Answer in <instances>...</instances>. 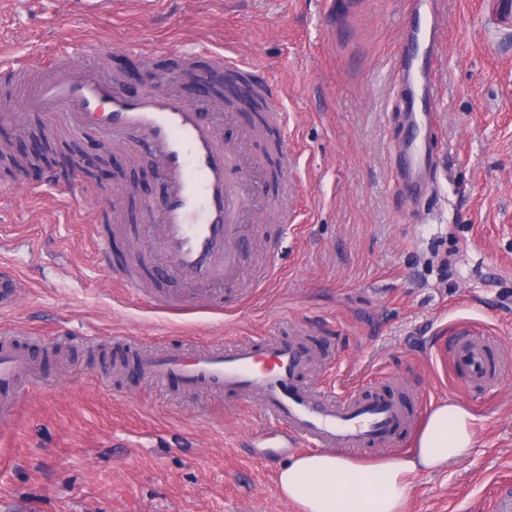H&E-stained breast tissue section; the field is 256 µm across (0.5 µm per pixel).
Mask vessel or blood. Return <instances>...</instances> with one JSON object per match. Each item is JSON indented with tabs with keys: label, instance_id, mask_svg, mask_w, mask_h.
Masks as SVG:
<instances>
[{
	"label": "vessel or blood",
	"instance_id": "1",
	"mask_svg": "<svg viewBox=\"0 0 512 512\" xmlns=\"http://www.w3.org/2000/svg\"><path fill=\"white\" fill-rule=\"evenodd\" d=\"M409 17L415 41L397 69V81L414 88L401 109L411 128L436 129V61L445 26L436 0H410ZM79 52L94 55L96 66L78 70L62 56L46 62V74L31 85L24 103L34 112L66 116L70 129L128 134L159 161L165 184L163 195L147 201L159 222L160 251L171 268L189 282L231 279L238 267L236 245L249 229L245 198L259 175L241 164L242 145L224 142L212 118L188 107L171 89L150 83L135 92L103 79L97 69L106 55L96 44L80 43ZM217 67L252 79L254 91L272 101L274 89L249 60L225 57ZM395 169L416 182L434 165L431 145L411 141L394 154ZM496 344L471 330L439 342L438 354L451 355L467 384L478 392L498 387L494 364ZM319 360L298 340L261 336L202 347L185 353H145L139 368L156 379H180L188 388L210 395L247 397L250 403L284 427L293 443L318 448L362 451L365 446L391 441L396 429L409 420L405 404L378 396L366 398L357 389L340 397L311 388L307 376ZM36 375L27 349L0 336V421L10 420L18 388Z\"/></svg>",
	"mask_w": 512,
	"mask_h": 512
}]
</instances>
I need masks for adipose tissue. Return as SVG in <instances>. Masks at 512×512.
<instances>
[{
	"label": "adipose tissue",
	"instance_id": "1",
	"mask_svg": "<svg viewBox=\"0 0 512 512\" xmlns=\"http://www.w3.org/2000/svg\"><path fill=\"white\" fill-rule=\"evenodd\" d=\"M474 420L468 409L445 401L433 408L406 457L363 464L331 451L297 456L277 475L279 493L300 512H404L417 473L470 452Z\"/></svg>",
	"mask_w": 512,
	"mask_h": 512
}]
</instances>
